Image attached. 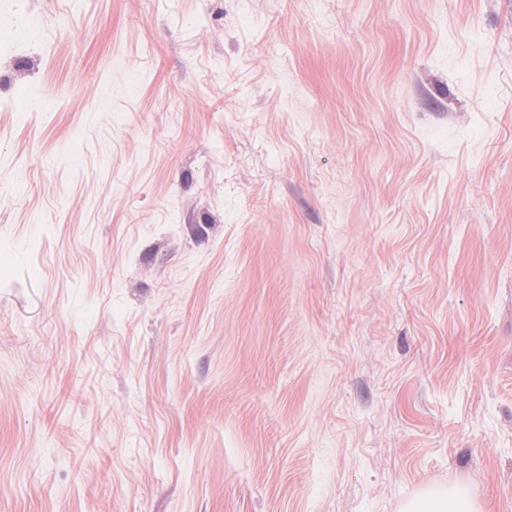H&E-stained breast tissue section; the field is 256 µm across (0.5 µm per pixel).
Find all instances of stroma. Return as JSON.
I'll use <instances>...</instances> for the list:
<instances>
[{"label": "stroma", "mask_w": 512, "mask_h": 512, "mask_svg": "<svg viewBox=\"0 0 512 512\" xmlns=\"http://www.w3.org/2000/svg\"><path fill=\"white\" fill-rule=\"evenodd\" d=\"M512 512V0H0V512ZM403 512H475L468 494L459 487H428L404 506Z\"/></svg>", "instance_id": "1"}]
</instances>
